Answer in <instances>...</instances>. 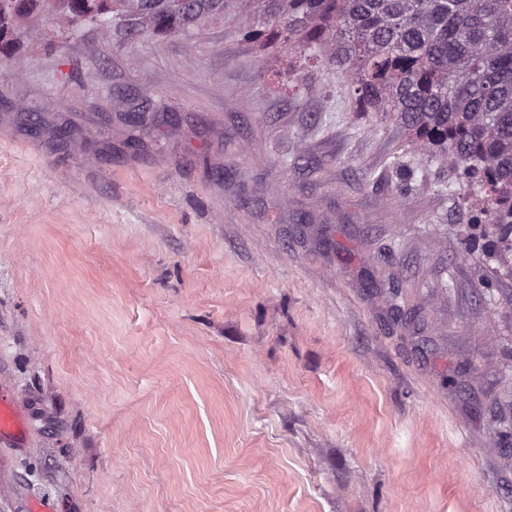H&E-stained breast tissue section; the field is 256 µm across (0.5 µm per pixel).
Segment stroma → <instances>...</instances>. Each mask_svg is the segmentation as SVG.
<instances>
[{"label": "stroma", "mask_w": 512, "mask_h": 512, "mask_svg": "<svg viewBox=\"0 0 512 512\" xmlns=\"http://www.w3.org/2000/svg\"><path fill=\"white\" fill-rule=\"evenodd\" d=\"M0 54V512H512V257L453 169L232 5ZM21 399L15 389L8 383L0 382V446L22 447L14 441L15 429L18 427L17 409Z\"/></svg>", "instance_id": "obj_1"}]
</instances>
